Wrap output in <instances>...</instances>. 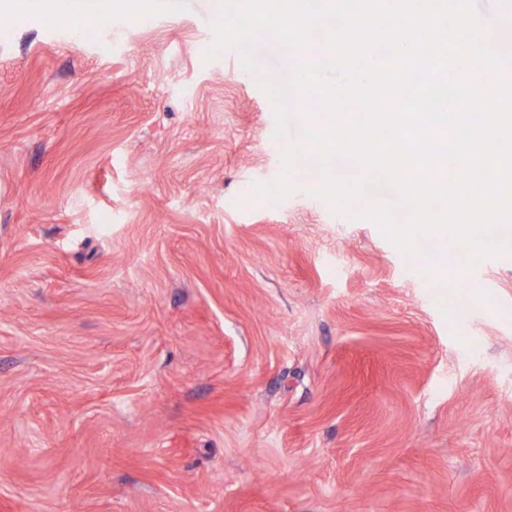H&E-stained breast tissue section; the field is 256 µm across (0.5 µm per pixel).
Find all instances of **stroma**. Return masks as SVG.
Returning a JSON list of instances; mask_svg holds the SVG:
<instances>
[{
	"label": "stroma",
	"instance_id": "35a3bbf8",
	"mask_svg": "<svg viewBox=\"0 0 512 512\" xmlns=\"http://www.w3.org/2000/svg\"><path fill=\"white\" fill-rule=\"evenodd\" d=\"M218 16L0 28V512H512V257L314 196Z\"/></svg>",
	"mask_w": 512,
	"mask_h": 512
}]
</instances>
